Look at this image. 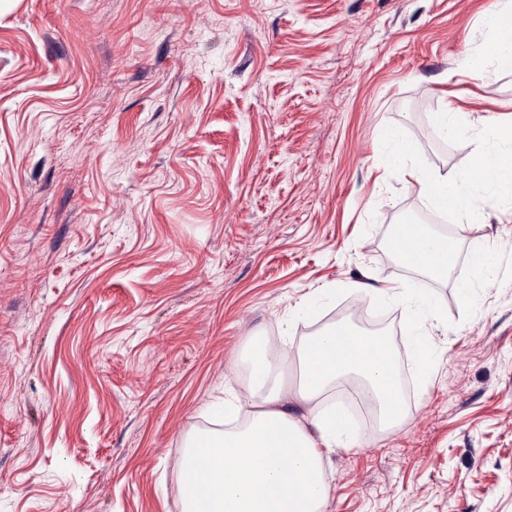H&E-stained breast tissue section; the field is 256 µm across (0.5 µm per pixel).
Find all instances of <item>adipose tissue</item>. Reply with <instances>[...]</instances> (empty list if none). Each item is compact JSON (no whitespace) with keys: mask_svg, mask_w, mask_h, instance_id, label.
Listing matches in <instances>:
<instances>
[{"mask_svg":"<svg viewBox=\"0 0 512 512\" xmlns=\"http://www.w3.org/2000/svg\"><path fill=\"white\" fill-rule=\"evenodd\" d=\"M381 152L408 174V186L420 198L458 215L472 216L475 201L493 208L512 197L511 178L489 182L430 175L412 164L397 130L385 133ZM394 247L406 265L431 279L447 280L453 246L428 225H399ZM394 296L410 321L409 353L420 371H428L437 350L420 325L440 306L410 283ZM291 359L299 370L293 391L278 381ZM344 377L358 382L364 400L378 413L382 431H392L407 419L397 392L392 341L383 333L341 325L322 331L292 357L283 353L272 358L267 351L254 349L249 376L254 403L247 420L234 430H204L191 438L182 462L181 512H324V455L349 447L351 439L341 417L317 414L305 424L288 411L287 402H311Z\"/></svg>","mask_w":512,"mask_h":512,"instance_id":"adipose-tissue-1","label":"adipose tissue"}]
</instances>
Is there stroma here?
I'll list each match as a JSON object with an SVG mask.
<instances>
[{
	"instance_id": "stroma-1",
	"label": "stroma",
	"mask_w": 512,
	"mask_h": 512,
	"mask_svg": "<svg viewBox=\"0 0 512 512\" xmlns=\"http://www.w3.org/2000/svg\"><path fill=\"white\" fill-rule=\"evenodd\" d=\"M495 3L0 0V512H180L251 341L352 323L350 280L447 315L403 425L327 454L326 512H512V204L441 213L435 282L392 250L425 203L380 153L396 127L418 167L477 174L435 114L512 124ZM487 248L498 279L463 298Z\"/></svg>"
}]
</instances>
